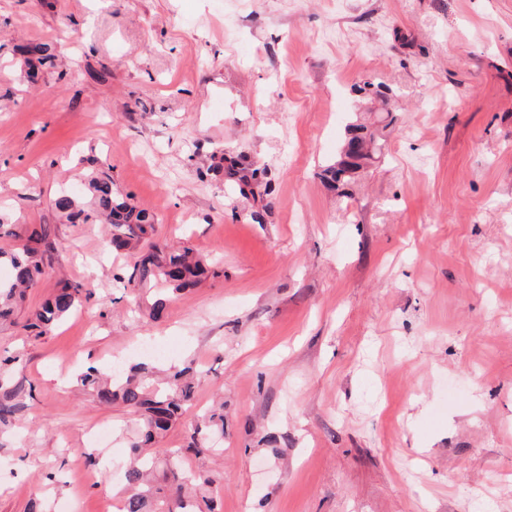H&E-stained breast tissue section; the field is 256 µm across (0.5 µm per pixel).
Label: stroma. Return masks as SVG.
Instances as JSON below:
<instances>
[{
    "label": "stroma",
    "instance_id": "1",
    "mask_svg": "<svg viewBox=\"0 0 512 512\" xmlns=\"http://www.w3.org/2000/svg\"><path fill=\"white\" fill-rule=\"evenodd\" d=\"M38 41L58 56L32 85L14 50ZM368 80L391 89L385 158L343 197L319 173ZM221 151L260 170L250 194ZM95 166L211 265L161 317L114 287L108 226L54 209ZM0 217L57 241L0 324L28 392L0 512H118L137 417L75 370L139 343L201 372L157 452L224 404L223 454L183 459L221 512H512V0H0ZM63 281L95 295L26 328Z\"/></svg>",
    "mask_w": 512,
    "mask_h": 512
}]
</instances>
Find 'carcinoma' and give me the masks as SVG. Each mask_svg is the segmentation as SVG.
<instances>
[{
    "label": "carcinoma",
    "mask_w": 512,
    "mask_h": 512,
    "mask_svg": "<svg viewBox=\"0 0 512 512\" xmlns=\"http://www.w3.org/2000/svg\"><path fill=\"white\" fill-rule=\"evenodd\" d=\"M22 77L35 83L44 70L54 65L55 48L49 43H36L22 50ZM364 126L348 125L345 139L336 158L323 169L324 179L334 188L355 183L361 172L379 161L381 137H364ZM89 200L82 203L70 193H61L54 200L55 209L70 224L112 226L109 247L126 252L130 267L127 275L114 279L125 288L142 284H162L164 291L175 295L193 288L208 278V268L188 246L175 247L154 240V214L131 203L129 195L116 186L110 169H96L88 177ZM14 237L26 239L17 251L0 252V264L11 268V276L0 281V322L13 314L12 302L26 291L38 287L44 268L56 250V240L46 225L30 227L16 224L10 230ZM93 297L91 290L80 283H65L31 312L27 327L46 331L71 316ZM192 367L173 371L165 386H160L152 369L135 364L121 379L104 375L90 365L78 375L80 385L94 393L99 403H121L139 414L136 432L128 438L130 456L124 470L122 512H219L209 496L213 480L200 470L186 469L181 459L184 449L171 448L160 459L150 448L157 436L168 431L182 415L184 406L193 398ZM22 388L0 378V426L9 424L20 410L16 402ZM187 450L198 455L224 452V404L196 428Z\"/></svg>",
    "instance_id": "1"
}]
</instances>
